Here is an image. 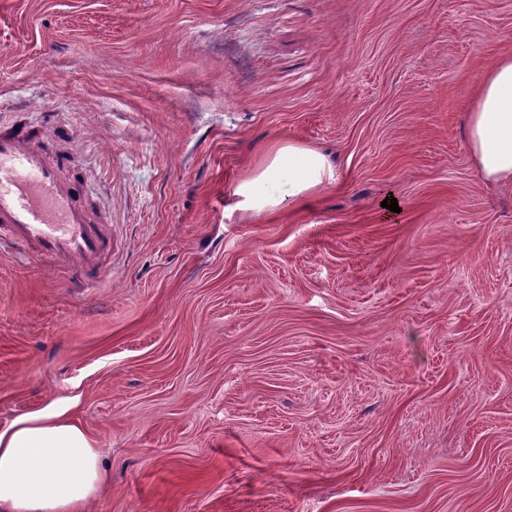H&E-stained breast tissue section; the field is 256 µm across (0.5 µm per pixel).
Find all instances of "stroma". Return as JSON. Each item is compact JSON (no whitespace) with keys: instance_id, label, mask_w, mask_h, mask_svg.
<instances>
[{"instance_id":"stroma-1","label":"stroma","mask_w":512,"mask_h":512,"mask_svg":"<svg viewBox=\"0 0 512 512\" xmlns=\"http://www.w3.org/2000/svg\"><path fill=\"white\" fill-rule=\"evenodd\" d=\"M506 50L512 0H0V119L112 226L95 288L0 250V429L66 408L83 512H512V185L463 137ZM277 140L332 181L237 208Z\"/></svg>"}]
</instances>
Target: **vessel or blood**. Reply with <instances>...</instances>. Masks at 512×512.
Masks as SVG:
<instances>
[{"instance_id":"vessel-or-blood-1","label":"vessel or blood","mask_w":512,"mask_h":512,"mask_svg":"<svg viewBox=\"0 0 512 512\" xmlns=\"http://www.w3.org/2000/svg\"><path fill=\"white\" fill-rule=\"evenodd\" d=\"M85 186L72 172V155H47L35 134L15 122L0 131V241L51 260L82 285L98 282L112 251L106 217L82 202Z\"/></svg>"}]
</instances>
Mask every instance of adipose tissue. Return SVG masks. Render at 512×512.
Here are the masks:
<instances>
[{
    "mask_svg": "<svg viewBox=\"0 0 512 512\" xmlns=\"http://www.w3.org/2000/svg\"><path fill=\"white\" fill-rule=\"evenodd\" d=\"M465 140L486 183H512V53L501 54L482 72ZM329 172L318 150L278 142L237 183L235 194L245 209L268 213L308 200ZM104 479L95 440L65 411L26 414L0 429V512H80Z\"/></svg>",
    "mask_w": 512,
    "mask_h": 512,
    "instance_id": "adipose-tissue-1",
    "label": "adipose tissue"
}]
</instances>
